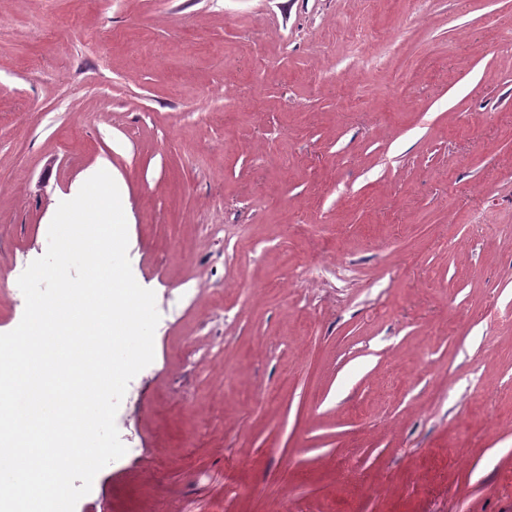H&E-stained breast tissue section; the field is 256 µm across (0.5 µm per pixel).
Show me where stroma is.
Segmentation results:
<instances>
[{
    "mask_svg": "<svg viewBox=\"0 0 512 512\" xmlns=\"http://www.w3.org/2000/svg\"><path fill=\"white\" fill-rule=\"evenodd\" d=\"M102 159L160 320L75 512H512V0H0V333Z\"/></svg>",
    "mask_w": 512,
    "mask_h": 512,
    "instance_id": "35a3bbf8",
    "label": "stroma"
}]
</instances>
